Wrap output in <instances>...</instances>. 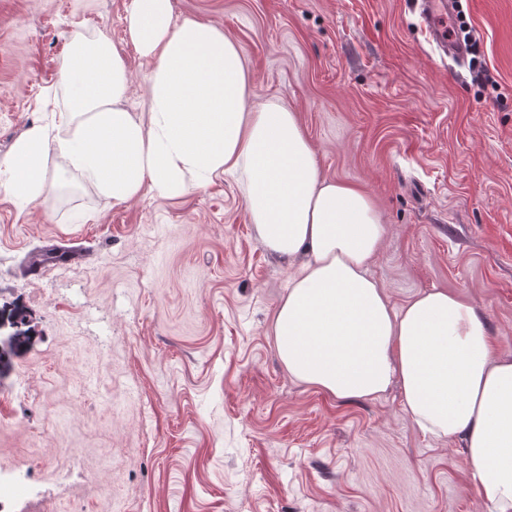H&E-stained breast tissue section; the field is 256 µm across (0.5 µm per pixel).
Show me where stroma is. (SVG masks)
I'll list each match as a JSON object with an SVG mask.
<instances>
[{"label": "stroma", "instance_id": "1", "mask_svg": "<svg viewBox=\"0 0 512 512\" xmlns=\"http://www.w3.org/2000/svg\"><path fill=\"white\" fill-rule=\"evenodd\" d=\"M222 28L248 109L296 112L322 174L369 195L385 226L371 271L394 305L443 288L512 356V0H465L494 81L441 60L409 0H173ZM130 0H0V158L50 114L72 32L110 38L141 107L147 60ZM51 153V206L0 190V460L44 466L77 512H489L461 439L425 435L398 386L339 400L289 377L270 323L292 269L262 245L231 177L177 199L112 203ZM85 260L27 272L32 256ZM112 338L100 357L101 334ZM24 346L10 350L13 335ZM78 449L87 477L54 472Z\"/></svg>", "mask_w": 512, "mask_h": 512}]
</instances>
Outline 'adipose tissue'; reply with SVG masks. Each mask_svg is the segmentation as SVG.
<instances>
[{"mask_svg": "<svg viewBox=\"0 0 512 512\" xmlns=\"http://www.w3.org/2000/svg\"><path fill=\"white\" fill-rule=\"evenodd\" d=\"M173 0H131L130 43L151 63L144 110L127 105L129 64L112 41L74 32L51 92L61 107L0 159V188L19 211L47 204L57 151L122 203L150 189L180 198L233 175L265 248L297 263L272 323L280 361L298 382L337 399H377L391 384L437 439L460 438L489 512H512V356L494 352L481 313L441 289L390 302L370 264L385 234L371 200L323 176L296 113L245 109L240 46L187 18Z\"/></svg>", "mask_w": 512, "mask_h": 512, "instance_id": "1", "label": "adipose tissue"}]
</instances>
